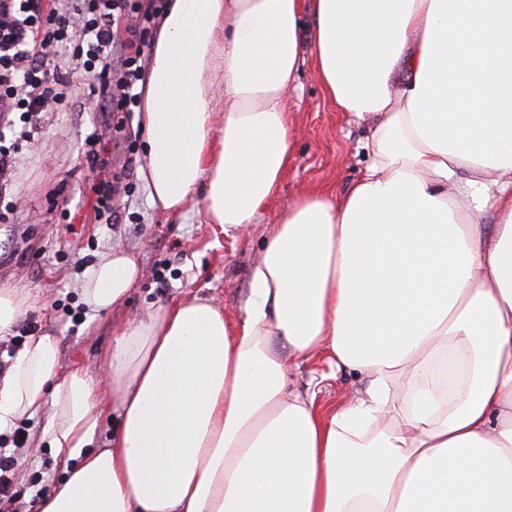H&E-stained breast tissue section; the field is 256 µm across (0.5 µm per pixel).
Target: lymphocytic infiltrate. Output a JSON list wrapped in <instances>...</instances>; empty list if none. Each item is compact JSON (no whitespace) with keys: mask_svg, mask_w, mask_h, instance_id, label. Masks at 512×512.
<instances>
[{"mask_svg":"<svg viewBox=\"0 0 512 512\" xmlns=\"http://www.w3.org/2000/svg\"><path fill=\"white\" fill-rule=\"evenodd\" d=\"M162 8L153 0H72L68 11L43 0H0V220L16 207L5 198L14 156L34 143L38 117L65 106L75 77L87 80L99 111H131L144 79L141 41ZM68 56L61 69L55 56Z\"/></svg>","mask_w":512,"mask_h":512,"instance_id":"1","label":"lymphocytic infiltrate"}]
</instances>
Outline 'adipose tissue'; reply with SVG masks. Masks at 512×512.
Segmentation results:
<instances>
[{
	"label": "adipose tissue",
	"instance_id": "obj_1",
	"mask_svg": "<svg viewBox=\"0 0 512 512\" xmlns=\"http://www.w3.org/2000/svg\"><path fill=\"white\" fill-rule=\"evenodd\" d=\"M306 11L329 100L373 119L364 175L286 208L236 323L194 296L117 324L101 386L29 337L0 423L53 407L64 478L40 512H512V0H170L150 201L177 214L200 190L225 234L255 223L288 168ZM138 276L110 250L82 300L112 310ZM319 349L369 379L327 415L286 383V355Z\"/></svg>",
	"mask_w": 512,
	"mask_h": 512
}]
</instances>
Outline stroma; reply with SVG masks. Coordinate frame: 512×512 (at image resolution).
Listing matches in <instances>:
<instances>
[{"label": "stroma", "mask_w": 512, "mask_h": 512, "mask_svg": "<svg viewBox=\"0 0 512 512\" xmlns=\"http://www.w3.org/2000/svg\"><path fill=\"white\" fill-rule=\"evenodd\" d=\"M312 26V17H305L299 88L288 97V170L257 224L236 237L225 235L221 225L206 223L203 192H196L180 217L150 205L140 174L145 133L136 116L125 122L119 140L102 141L100 157L109 176L120 177L126 186L118 216L110 221L95 213L92 187L99 178L83 156L87 135L102 121L94 96L87 85L76 84L68 107L42 114L39 140L19 149L11 182L10 192L23 206L0 222V284L31 295L11 335L0 338L1 360L13 362L29 337L49 334L58 341L61 371L78 363L97 377L113 326L137 320L158 305L206 297L223 309L227 321H236L251 270L285 209L317 189L343 193L370 162L363 146L369 121L337 111L315 74ZM116 247L136 256L140 276L122 305L96 314L82 303L80 283L86 268ZM160 273L167 282L163 288L156 283ZM287 378L289 390L314 394L324 414L342 408L367 386L359 372L330 368L320 351L290 362ZM47 418L43 412L0 426V446L7 449L13 447L16 428L26 432L14 488L27 512H38L42 498L62 477L47 447Z\"/></svg>", "instance_id": "1"}]
</instances>
